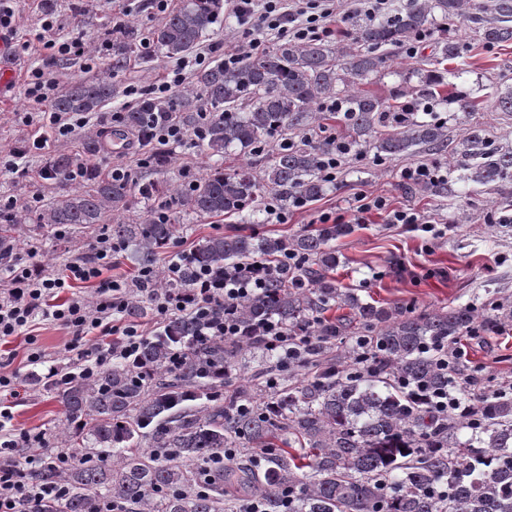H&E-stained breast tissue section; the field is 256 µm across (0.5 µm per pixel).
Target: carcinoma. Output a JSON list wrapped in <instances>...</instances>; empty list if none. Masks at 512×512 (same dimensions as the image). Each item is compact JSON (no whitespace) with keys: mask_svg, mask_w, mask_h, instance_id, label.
Listing matches in <instances>:
<instances>
[{"mask_svg":"<svg viewBox=\"0 0 512 512\" xmlns=\"http://www.w3.org/2000/svg\"><path fill=\"white\" fill-rule=\"evenodd\" d=\"M465 17L483 45L512 42V0H481L470 14L465 0H409L385 19L352 21L353 50L323 39L287 40L234 65L201 69L189 91L146 93L125 111V129L139 132L169 115L188 124L194 112H215L203 146L217 162L187 191L91 172L85 187L58 196L34 223L108 224L112 237L136 244L140 267L153 268L158 250L191 216L230 214L252 224L267 195L284 209L322 196L321 161L334 144L281 146L261 177L249 162L226 171L222 160L236 149L256 155L273 137L310 128L331 101L344 113L351 153L386 160L449 149L475 184L512 180V145L480 127L466 128L453 147L448 127L434 117H396L448 104L464 116L476 111L477 100L446 90L442 67L469 53L465 41L450 35L433 62L417 63L420 88L410 102L392 106L364 88L387 70L386 50L403 49L439 20L449 26ZM223 18L224 0H182L148 38L163 57L179 60ZM141 40L132 23L112 26V67ZM115 95L110 80H79L53 109L94 113ZM164 192L168 221L157 223L151 201ZM134 199L147 206L144 221L112 223ZM352 231L351 224H320L291 238L252 230L198 240L193 263L170 287H188L201 266L246 273L287 251L303 265L266 275L262 290L237 302L242 338L201 336L198 321L171 318L144 339L136 369L116 360L93 382L41 379L63 405L60 438L68 448L64 458L46 455L25 480L36 490L62 482L66 495L53 502L32 494L18 512H105L107 505L121 512H224L227 470L257 487L267 512L283 510L286 489L293 492L288 512H512V398L469 394L467 418L434 405L451 389L463 392L455 380L465 372L462 359L450 356L445 365L440 358L474 329L479 310L469 303L421 313L386 309L340 288L331 276V243ZM335 307L349 313L325 316ZM271 322L288 331V353H267L264 384L223 393L225 370L242 351L265 350L263 327ZM301 334L308 339L296 340ZM177 353L182 361L175 365ZM296 446L303 453L291 452ZM238 447L269 449L262 468L224 466V449Z\"/></svg>","mask_w":512,"mask_h":512,"instance_id":"1","label":"carcinoma"}]
</instances>
